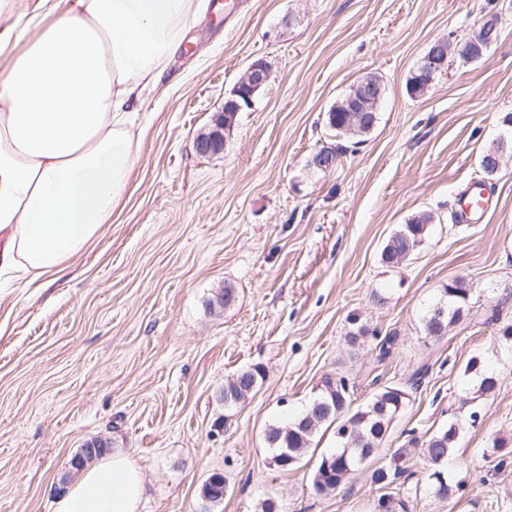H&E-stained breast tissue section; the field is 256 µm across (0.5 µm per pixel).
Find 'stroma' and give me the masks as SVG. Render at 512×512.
I'll use <instances>...</instances> for the list:
<instances>
[{"label":"stroma","mask_w":512,"mask_h":512,"mask_svg":"<svg viewBox=\"0 0 512 512\" xmlns=\"http://www.w3.org/2000/svg\"><path fill=\"white\" fill-rule=\"evenodd\" d=\"M491 14L499 41L476 61L450 58L410 96L430 44ZM257 59L270 78L253 107L223 152L199 155L197 135ZM369 75L384 88L377 124L331 172L309 169L338 143L329 110ZM510 112L512 0H238L229 15L207 0L167 80L128 115L140 158L111 224L59 283L0 290V512H54L57 483L95 439L143 470L139 512H261L268 499L278 512H374L372 470L466 398L480 420L444 464L454 497L434 496L419 452L398 491L408 512H512V338L486 322L500 300L512 324V150L495 176L479 165ZM474 181L489 210L452 221ZM423 212L433 221L417 251L383 264L390 235ZM455 279L469 317L437 343L422 318ZM227 286L237 300L225 308ZM474 356L497 376L492 395L476 396L464 371ZM424 359L426 383L336 490L312 486L334 432L292 469L270 466L265 429L293 421L325 379L346 378L360 405ZM253 366L262 382L225 409V382ZM215 472L228 491L209 507Z\"/></svg>","instance_id":"35a3bbf8"}]
</instances>
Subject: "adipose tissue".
<instances>
[{
    "label": "adipose tissue",
    "instance_id": "1",
    "mask_svg": "<svg viewBox=\"0 0 512 512\" xmlns=\"http://www.w3.org/2000/svg\"><path fill=\"white\" fill-rule=\"evenodd\" d=\"M204 0H53L0 71V284L62 279L102 234L139 157L126 114ZM141 469L107 453L55 512H138Z\"/></svg>",
    "mask_w": 512,
    "mask_h": 512
}]
</instances>
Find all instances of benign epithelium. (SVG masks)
Instances as JSON below:
<instances>
[{
    "label": "benign epithelium",
    "mask_w": 512,
    "mask_h": 512,
    "mask_svg": "<svg viewBox=\"0 0 512 512\" xmlns=\"http://www.w3.org/2000/svg\"><path fill=\"white\" fill-rule=\"evenodd\" d=\"M498 38L494 37L489 27L476 29L473 34L465 41L457 44L455 54L463 56L475 46L490 47L497 43ZM448 66V39L440 38L433 42L427 52L421 58L415 77L425 83V87H430L439 73L443 72ZM269 78V68L267 64L259 59L252 62L243 77L238 81L232 90V98L224 104V112L219 114L214 123L201 132L196 138V150L202 155L218 154L224 149V131L229 129L233 123L235 113L245 108H250L254 104L256 92L267 82ZM335 153L330 147H325L321 152L312 155L308 160L310 168L319 169L328 172L333 169L332 162L326 161V157ZM104 443L99 440L88 443L81 449L80 453L74 459V464L86 466L93 463L102 449Z\"/></svg>",
    "instance_id": "1"
}]
</instances>
